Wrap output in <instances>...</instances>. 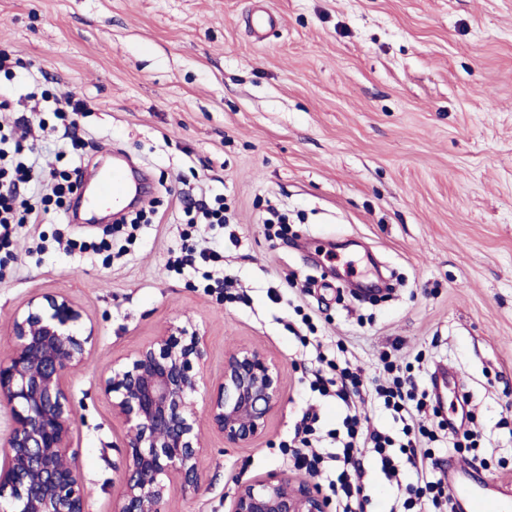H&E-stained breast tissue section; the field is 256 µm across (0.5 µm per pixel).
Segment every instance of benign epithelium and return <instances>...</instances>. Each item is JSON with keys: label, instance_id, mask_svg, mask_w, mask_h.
I'll use <instances>...</instances> for the list:
<instances>
[{"label": "benign epithelium", "instance_id": "benign-epithelium-1", "mask_svg": "<svg viewBox=\"0 0 512 512\" xmlns=\"http://www.w3.org/2000/svg\"><path fill=\"white\" fill-rule=\"evenodd\" d=\"M64 291L33 296L12 320L11 348L0 356V404L11 430L0 451V512H88L72 444V394L66 375L91 357L93 330ZM207 346L192 324H172L115 362L101 385L112 415L127 426V462L114 512H166L171 490L201 484L193 400L204 396L210 426L242 447L263 435L281 402L279 372L265 353L239 347L224 375L204 373ZM230 512H330L318 487L271 471L237 485Z\"/></svg>", "mask_w": 512, "mask_h": 512}]
</instances>
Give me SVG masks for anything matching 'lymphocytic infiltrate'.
Masks as SVG:
<instances>
[{
    "mask_svg": "<svg viewBox=\"0 0 512 512\" xmlns=\"http://www.w3.org/2000/svg\"><path fill=\"white\" fill-rule=\"evenodd\" d=\"M25 100L28 114L16 117L11 125L0 124V248L5 249L11 247L18 227L42 223L49 206L63 207L68 196L79 188L75 171L38 168L39 143L31 138L29 116L40 112L42 100L34 91ZM183 215L187 230L181 235L180 250L168 260L169 268L180 272L200 259L211 261L213 267L220 264L221 254L199 247L191 230L200 224L224 223L222 198L187 200ZM213 267L202 272V288L224 286V279L215 275ZM326 366L328 375L317 376L312 387L344 404L342 428L324 437L316 427V416H305L295 432L298 446L291 453L294 467L318 475L327 462H334L336 477L329 481L328 488L335 499V512H367L371 497L363 477L364 461L369 457L379 462L388 480H399L404 470L414 478L405 487L402 505L391 507L389 512H416L426 504L432 512H454L443 480L435 475L431 451L424 446L433 437L420 421L429 411L428 395L418 391L413 377L387 358L383 361L382 378L369 388L359 370L331 359ZM368 392L373 393L395 422L401 423L403 441H395L389 433L371 427L369 417L359 409ZM329 444L334 445V452H326Z\"/></svg>",
    "mask_w": 512,
    "mask_h": 512,
    "instance_id": "f902f5d3",
    "label": "lymphocytic infiltrate"
}]
</instances>
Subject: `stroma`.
I'll return each instance as SVG.
<instances>
[{
    "label": "stroma",
    "mask_w": 512,
    "mask_h": 512,
    "mask_svg": "<svg viewBox=\"0 0 512 512\" xmlns=\"http://www.w3.org/2000/svg\"><path fill=\"white\" fill-rule=\"evenodd\" d=\"M254 0H0V74L10 109L32 86L74 93L79 145L53 167L92 169L121 152L147 174L150 206L127 255L36 251L39 235L108 238L81 199L18 228L0 269V354L14 312L66 291L96 333L68 373L74 447L90 512H113L124 424L98 379L173 323L206 333L210 379L239 346L278 366L282 402L265 435L230 448L200 420L202 485L168 512H227L237 482L290 470L306 410L340 427L342 404L310 388L317 353L358 367L411 365L419 388L438 367L467 393L481 434L475 465L512 490V0H267L278 25L254 42ZM223 196L227 225L201 227L224 251V291L170 271L176 195ZM287 238L268 235V209ZM294 273L293 286L281 285Z\"/></svg>",
    "instance_id": "stroma-1"
}]
</instances>
